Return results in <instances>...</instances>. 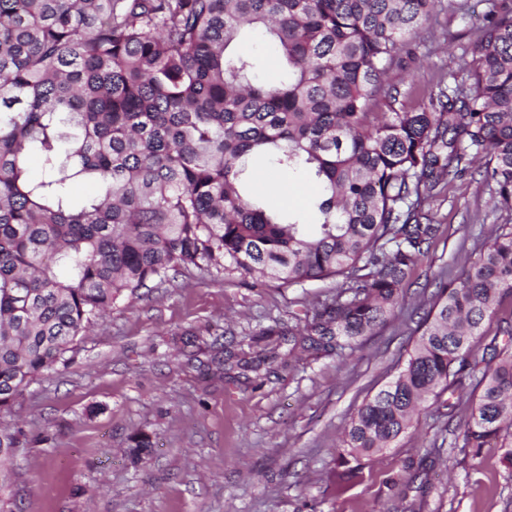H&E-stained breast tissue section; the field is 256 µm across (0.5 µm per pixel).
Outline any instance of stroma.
Instances as JSON below:
<instances>
[{"label":"stroma","mask_w":512,"mask_h":512,"mask_svg":"<svg viewBox=\"0 0 512 512\" xmlns=\"http://www.w3.org/2000/svg\"><path fill=\"white\" fill-rule=\"evenodd\" d=\"M471 3L470 16L434 14L432 39L393 71L401 89L448 86L490 7ZM429 209L440 232L404 307L348 357L258 337L318 306L333 279L288 286L196 271L114 306L67 366L0 413L25 433L10 463L15 512H512L503 449L443 446V418L420 417L357 478L336 479L344 429L405 359L434 276L460 277L504 222L479 172ZM139 433L152 446L136 458Z\"/></svg>","instance_id":"stroma-1"}]
</instances>
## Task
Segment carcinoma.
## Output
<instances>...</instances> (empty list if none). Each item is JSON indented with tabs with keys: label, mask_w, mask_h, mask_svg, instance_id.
<instances>
[{
	"label": "carcinoma",
	"mask_w": 512,
	"mask_h": 512,
	"mask_svg": "<svg viewBox=\"0 0 512 512\" xmlns=\"http://www.w3.org/2000/svg\"><path fill=\"white\" fill-rule=\"evenodd\" d=\"M443 0H0V410L112 306L194 271L283 285L339 278L288 326L344 356L383 325L439 225L437 188L484 160L506 225L432 305L396 374L352 417L343 480L423 413L471 390L454 443L501 441L512 460V320L474 337L512 292V10L491 9L452 86L389 82ZM261 34L280 73L242 48ZM41 178L27 173L31 156ZM315 187L272 208L258 161ZM97 184L78 200L75 182ZM20 428L0 427V512Z\"/></svg>",
	"instance_id": "1"
}]
</instances>
